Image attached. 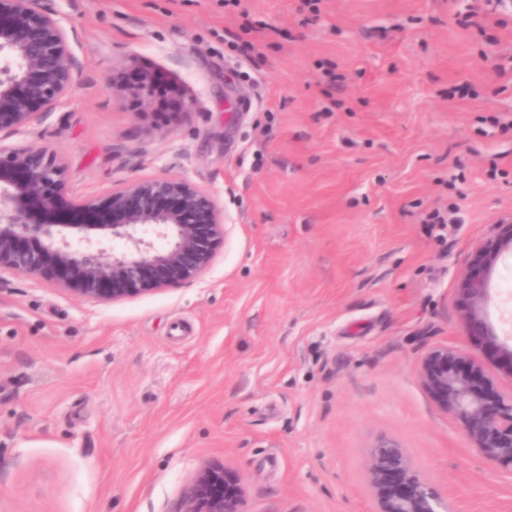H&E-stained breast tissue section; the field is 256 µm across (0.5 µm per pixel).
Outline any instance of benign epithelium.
Segmentation results:
<instances>
[{
  "label": "benign epithelium",
  "instance_id": "1",
  "mask_svg": "<svg viewBox=\"0 0 512 512\" xmlns=\"http://www.w3.org/2000/svg\"><path fill=\"white\" fill-rule=\"evenodd\" d=\"M74 30L45 0H0V133L28 128L72 91L79 62ZM141 101L147 118L191 112L196 100L150 74L112 83ZM83 218L59 224L61 210ZM224 209L186 178H134L112 190L105 205L70 193L65 163L45 146L0 143V275L47 280L97 302H116L193 283L224 247ZM113 243L106 253L103 243ZM512 251V224H499L476 246L458 292L464 325L512 365V336L499 339L487 322L489 274ZM422 389L451 415L473 447L512 476V386L501 388L467 352L433 346L417 365ZM374 512H448L402 446L380 438L369 461ZM238 475L221 464L202 467L182 493L180 512H245Z\"/></svg>",
  "mask_w": 512,
  "mask_h": 512
}]
</instances>
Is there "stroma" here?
<instances>
[{"mask_svg":"<svg viewBox=\"0 0 512 512\" xmlns=\"http://www.w3.org/2000/svg\"><path fill=\"white\" fill-rule=\"evenodd\" d=\"M478 3L53 0L78 80L0 140L56 152L77 197L187 178L227 236L199 281L114 303L0 276V512H179L211 462L239 474L247 512H373L382 436L452 512H512V476L416 375L445 345L512 385L458 293L512 222V0L483 31L462 23ZM120 72L197 106L144 123L112 92ZM511 280L507 252L486 306L500 335Z\"/></svg>","mask_w":512,"mask_h":512,"instance_id":"obj_1","label":"stroma"}]
</instances>
